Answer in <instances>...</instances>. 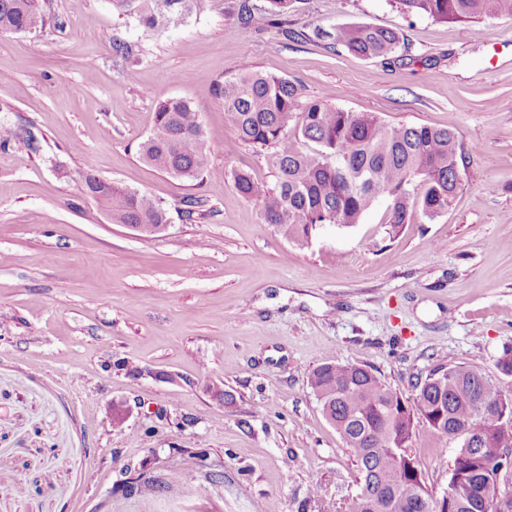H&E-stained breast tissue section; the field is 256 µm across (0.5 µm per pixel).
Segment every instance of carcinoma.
Here are the masks:
<instances>
[{
	"mask_svg": "<svg viewBox=\"0 0 512 512\" xmlns=\"http://www.w3.org/2000/svg\"><path fill=\"white\" fill-rule=\"evenodd\" d=\"M407 16L438 21L512 19V0H395ZM135 11L148 29L181 24L203 0H113ZM293 0H265L246 7L243 23L259 27L288 13ZM44 24L38 0H0V30L25 32ZM403 41L392 29L348 25L336 42L365 59L395 54ZM237 136L256 150L276 149L275 182L261 186L233 173V187L261 200L265 222L299 245L324 224L352 227L378 200L388 201L394 233L418 215L433 220L453 205L462 146L451 127L386 125L373 113H353L322 100L304 101L288 79L251 65L219 88ZM141 158L177 177L194 179L206 168L199 112L186 100L159 103L155 128L140 145ZM84 192L101 202L115 224L158 228L164 208L150 197L87 172ZM309 385L323 414L354 454L359 487L337 512H429L433 495L416 460L408 456L416 423L425 422L458 448L445 497L436 512H496L495 485L512 480V458L488 448H512V398L491 378L467 366L438 367L405 400L367 366L327 363Z\"/></svg>",
	"mask_w": 512,
	"mask_h": 512,
	"instance_id": "carcinoma-1",
	"label": "carcinoma"
}]
</instances>
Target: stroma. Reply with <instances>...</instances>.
Wrapping results in <instances>:
<instances>
[{
	"label": "stroma",
	"mask_w": 512,
	"mask_h": 512,
	"mask_svg": "<svg viewBox=\"0 0 512 512\" xmlns=\"http://www.w3.org/2000/svg\"><path fill=\"white\" fill-rule=\"evenodd\" d=\"M241 2L148 30L112 0H39L43 28L0 30V126L19 134L0 148V512H336L358 469L309 386L328 362L369 365L409 401L439 365L512 397L497 369L512 346V19L296 0L254 29ZM344 24L405 46L355 56L335 41ZM245 62L306 100L453 127V206L391 236L381 200L359 224L288 240L229 179L274 182V152L237 139L217 91ZM170 98L201 117L195 180L139 157ZM87 170L159 201L164 228L113 223L84 194ZM189 195L205 202L190 220ZM409 453L441 493L453 443L422 423ZM176 474L185 491L168 489Z\"/></svg>",
	"instance_id": "35a3bbf8"
}]
</instances>
